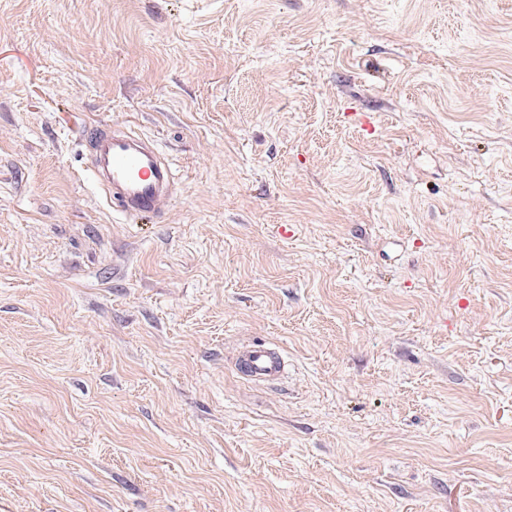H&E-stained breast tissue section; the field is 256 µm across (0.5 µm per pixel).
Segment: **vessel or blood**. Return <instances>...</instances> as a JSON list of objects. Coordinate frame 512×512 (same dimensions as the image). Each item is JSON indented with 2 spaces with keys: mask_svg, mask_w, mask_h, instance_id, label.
Wrapping results in <instances>:
<instances>
[{
  "mask_svg": "<svg viewBox=\"0 0 512 512\" xmlns=\"http://www.w3.org/2000/svg\"><path fill=\"white\" fill-rule=\"evenodd\" d=\"M91 172L107 202L126 216L161 214L175 191L177 169L151 140L128 131L87 132ZM238 372L255 382L282 377V354L268 343L252 341L237 356Z\"/></svg>",
  "mask_w": 512,
  "mask_h": 512,
  "instance_id": "1",
  "label": "vessel or blood"
}]
</instances>
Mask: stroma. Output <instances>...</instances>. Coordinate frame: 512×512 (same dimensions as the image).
Returning a JSON list of instances; mask_svg holds the SVG:
<instances>
[{
	"instance_id": "1",
	"label": "stroma",
	"mask_w": 512,
	"mask_h": 512,
	"mask_svg": "<svg viewBox=\"0 0 512 512\" xmlns=\"http://www.w3.org/2000/svg\"><path fill=\"white\" fill-rule=\"evenodd\" d=\"M0 512H512V0H0ZM91 172L112 209L159 215L175 192L177 169L151 140L128 131L87 132ZM238 372L255 382H269L280 379L285 370L282 354L266 342L252 340L237 356Z\"/></svg>"
}]
</instances>
